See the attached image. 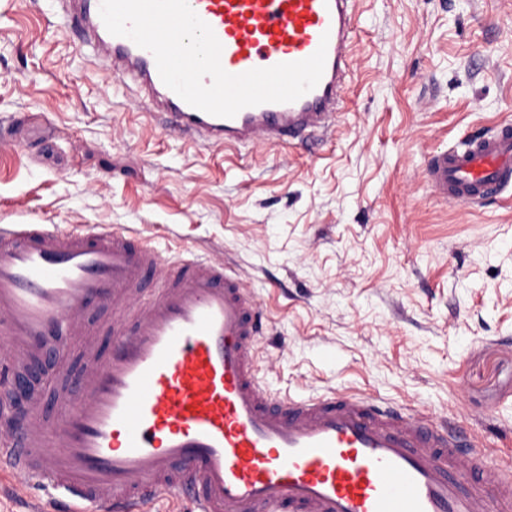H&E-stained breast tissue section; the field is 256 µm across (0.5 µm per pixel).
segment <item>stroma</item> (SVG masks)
Listing matches in <instances>:
<instances>
[{"label": "stroma", "instance_id": "obj_1", "mask_svg": "<svg viewBox=\"0 0 512 512\" xmlns=\"http://www.w3.org/2000/svg\"><path fill=\"white\" fill-rule=\"evenodd\" d=\"M345 96L330 135L203 147L87 63L47 0H0V218L224 261L265 314L273 392L375 396L512 465V189L467 207L422 176L512 120V0H360Z\"/></svg>", "mask_w": 512, "mask_h": 512}]
</instances>
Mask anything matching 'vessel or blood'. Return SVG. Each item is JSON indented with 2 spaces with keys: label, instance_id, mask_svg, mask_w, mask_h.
Returning a JSON list of instances; mask_svg holds the SVG:
<instances>
[{
  "label": "vessel or blood",
  "instance_id": "1",
  "mask_svg": "<svg viewBox=\"0 0 512 512\" xmlns=\"http://www.w3.org/2000/svg\"><path fill=\"white\" fill-rule=\"evenodd\" d=\"M101 0H51L94 60L147 111L205 145L281 144L335 128L358 0H189L231 74L325 47L317 86L217 117L161 80L153 54L108 32ZM443 202L512 188V122L432 153ZM262 310L216 260L172 255L121 228L0 221V381L56 369L52 395L0 391V468L55 512H131L176 494L195 512H512V472L457 428L347 391L294 399L258 377ZM82 336L73 347V336Z\"/></svg>",
  "mask_w": 512,
  "mask_h": 512
}]
</instances>
